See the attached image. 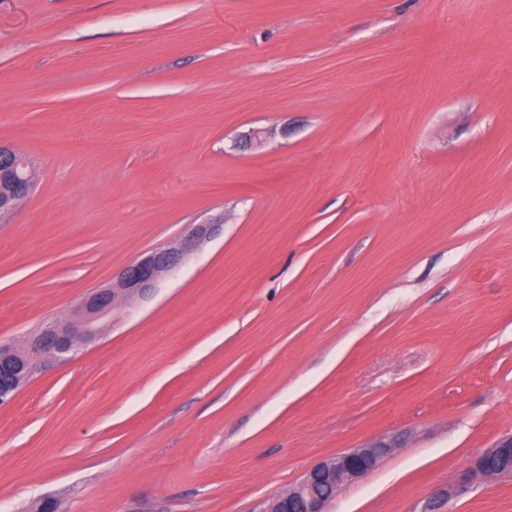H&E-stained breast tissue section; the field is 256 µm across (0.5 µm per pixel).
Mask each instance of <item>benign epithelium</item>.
<instances>
[{
  "label": "benign epithelium",
  "instance_id": "obj_1",
  "mask_svg": "<svg viewBox=\"0 0 512 512\" xmlns=\"http://www.w3.org/2000/svg\"><path fill=\"white\" fill-rule=\"evenodd\" d=\"M270 131L263 127L243 134L244 145L261 147ZM224 218L217 216L204 224L186 227L176 247L156 248L124 267L112 282L92 289L63 322H50L29 338L26 347L17 351L0 346V366L9 363L10 381H0V398L13 399L19 389L31 379L34 367L45 358L66 361L75 348L96 339L106 326L112 309L118 303L144 300L155 293L161 280L178 271L186 260L210 241ZM391 444L379 441L369 446L353 448L331 456L313 468L288 492L277 496L269 504L260 505L257 512H326L329 498L316 492L315 485L324 475L335 488L363 477L372 471L390 451ZM494 457L498 469L489 473L485 459ZM472 471L491 479L512 476V436L498 441L472 464Z\"/></svg>",
  "mask_w": 512,
  "mask_h": 512
}]
</instances>
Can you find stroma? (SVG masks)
I'll return each instance as SVG.
<instances>
[{"label":"stroma","instance_id":"stroma-1","mask_svg":"<svg viewBox=\"0 0 512 512\" xmlns=\"http://www.w3.org/2000/svg\"><path fill=\"white\" fill-rule=\"evenodd\" d=\"M252 127L262 149L237 147ZM0 345L186 225L154 296L0 406V512H512V0H0ZM495 457L498 461V469L493 473H488L485 469V459ZM472 471L484 478L491 479L502 476H512V436L505 437L498 441L492 449L482 454L472 464ZM392 448L391 444L379 441L369 446L353 448L331 456L313 468L288 492L277 496L269 504L262 503L257 512H326L330 498L316 492L315 485L324 475L332 486L323 482L322 492L333 496L341 485L363 477L372 471ZM336 488V489H334Z\"/></svg>","mask_w":512,"mask_h":512}]
</instances>
